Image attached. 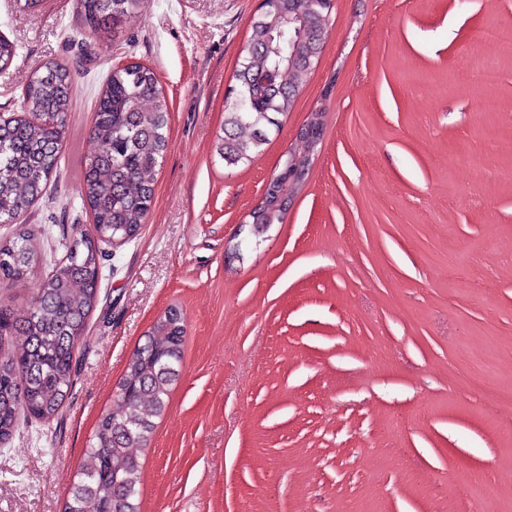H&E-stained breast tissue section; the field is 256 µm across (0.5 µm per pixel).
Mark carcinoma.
<instances>
[{
	"label": "carcinoma",
	"instance_id": "cac0c4a2",
	"mask_svg": "<svg viewBox=\"0 0 512 512\" xmlns=\"http://www.w3.org/2000/svg\"><path fill=\"white\" fill-rule=\"evenodd\" d=\"M146 0H77L81 25L95 34L142 15ZM330 0H274L253 18L244 56L224 112V135L215 153L227 167L249 164L277 132L306 85L329 31ZM16 47L0 37V71ZM271 84L262 82L267 72ZM73 79L67 64L47 62L23 88L18 111L0 122V223L15 224L41 197L62 159ZM93 147L82 157V196L92 214L94 237H74L52 267L39 295L22 310L0 308V347L21 336L17 353L0 354V443L19 418L51 420L75 381L74 352L97 302L98 242L126 243L145 224L153 198L149 175L169 141V105L155 71L145 65L112 70L90 130ZM285 210L267 207L249 216L258 240L266 225L280 224ZM35 236L20 227L0 245V279L23 277L31 268ZM184 318L176 308L160 314L126 363L101 414L65 512H140V463L135 449L148 446L155 419L166 410L180 376Z\"/></svg>",
	"mask_w": 512,
	"mask_h": 512
}]
</instances>
